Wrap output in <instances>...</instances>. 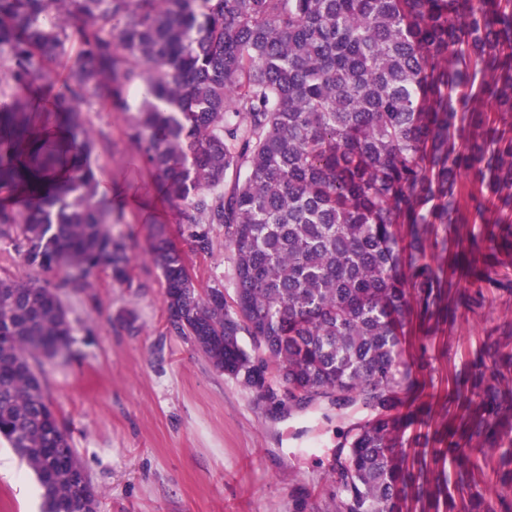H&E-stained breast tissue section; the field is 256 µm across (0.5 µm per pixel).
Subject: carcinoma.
Instances as JSON below:
<instances>
[{"instance_id": "carcinoma-1", "label": "carcinoma", "mask_w": 512, "mask_h": 512, "mask_svg": "<svg viewBox=\"0 0 512 512\" xmlns=\"http://www.w3.org/2000/svg\"><path fill=\"white\" fill-rule=\"evenodd\" d=\"M0 240L60 287L0 278V437L36 475L43 512H96L92 482L50 404L42 360L71 343L59 288L124 274L112 201L87 163L82 107L128 108L127 143L195 229L224 225L233 297L196 290L164 230L151 253L167 324L219 372L301 407H357L332 466L333 512H481L483 469L512 484V358L466 379L454 453L401 451L404 327L448 299L427 261L470 223L473 188L505 215L471 233L467 270L512 256V0H0ZM492 100L502 126L479 105ZM236 175L224 190L228 172ZM249 336L251 348L241 344Z\"/></svg>"}]
</instances>
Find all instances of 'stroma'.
<instances>
[{"instance_id": "obj_1", "label": "stroma", "mask_w": 512, "mask_h": 512, "mask_svg": "<svg viewBox=\"0 0 512 512\" xmlns=\"http://www.w3.org/2000/svg\"><path fill=\"white\" fill-rule=\"evenodd\" d=\"M139 100L127 111L92 108L85 119L108 145L89 162L101 179L144 199L113 209V237L130 263L123 279L100 267L82 288H62L75 332L67 356L44 361L52 407L71 431L98 501L97 512H327L335 492L330 463L343 430L367 419L362 410L303 409L258 398L215 370L197 347L169 331L165 284L151 255V233L163 226L197 288L232 296L224 227L208 225L210 253L194 252L187 225L162 197L160 183L124 137ZM447 319L410 318L401 358L414 369L408 409H424L410 433L458 424L454 395L490 345L512 354V289L488 288L480 305L465 303L472 278L453 258ZM0 277L56 285L61 273L27 266L0 240ZM0 512H26L14 475L26 471L0 442Z\"/></svg>"}]
</instances>
